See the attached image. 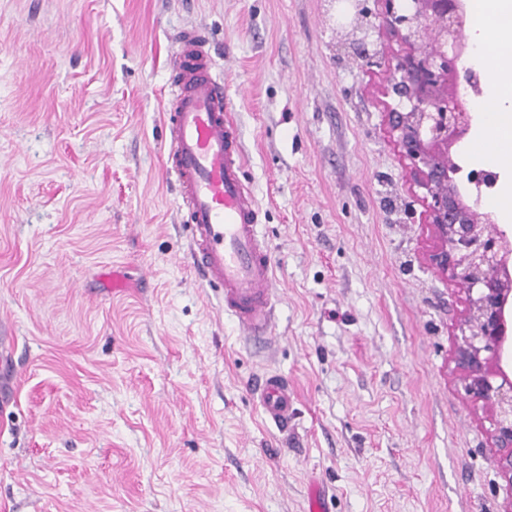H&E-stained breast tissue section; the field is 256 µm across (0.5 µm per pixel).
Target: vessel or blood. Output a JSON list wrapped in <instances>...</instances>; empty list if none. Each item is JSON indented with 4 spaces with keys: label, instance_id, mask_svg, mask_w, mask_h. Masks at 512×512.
Masks as SVG:
<instances>
[{
    "label": "vessel or blood",
    "instance_id": "1",
    "mask_svg": "<svg viewBox=\"0 0 512 512\" xmlns=\"http://www.w3.org/2000/svg\"><path fill=\"white\" fill-rule=\"evenodd\" d=\"M203 31L187 30L174 54L181 80L165 129L164 159L187 214L188 259L202 281L220 292L224 313L255 346L270 339L275 307L273 259L259 229L260 206L243 169L233 98ZM263 419L287 432L296 397L287 380L268 371L254 391Z\"/></svg>",
    "mask_w": 512,
    "mask_h": 512
}]
</instances>
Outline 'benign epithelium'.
Returning a JSON list of instances; mask_svg holds the SVG:
<instances>
[{
    "label": "benign epithelium",
    "instance_id": "benign-epithelium-1",
    "mask_svg": "<svg viewBox=\"0 0 512 512\" xmlns=\"http://www.w3.org/2000/svg\"><path fill=\"white\" fill-rule=\"evenodd\" d=\"M379 25L401 44L389 78L400 108L389 112L393 132L417 187L428 199L431 223L441 246L437 269L466 288L468 315L460 327L456 366L468 392L490 407L496 466L505 481L512 512V376L501 352L512 341L506 308L512 299V236L460 197L448 160V147L462 142L471 115L458 80L465 56L466 15L462 0H412L410 10L395 11L382 0Z\"/></svg>",
    "mask_w": 512,
    "mask_h": 512
}]
</instances>
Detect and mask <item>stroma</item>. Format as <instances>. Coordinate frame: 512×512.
<instances>
[{
	"instance_id": "stroma-1",
	"label": "stroma",
	"mask_w": 512,
	"mask_h": 512,
	"mask_svg": "<svg viewBox=\"0 0 512 512\" xmlns=\"http://www.w3.org/2000/svg\"><path fill=\"white\" fill-rule=\"evenodd\" d=\"M334 0H0V512H507L456 369L398 99ZM235 100L278 301L261 351L187 260L163 157L175 36ZM127 280L112 285L113 274ZM297 397L283 437L250 394Z\"/></svg>"
}]
</instances>
